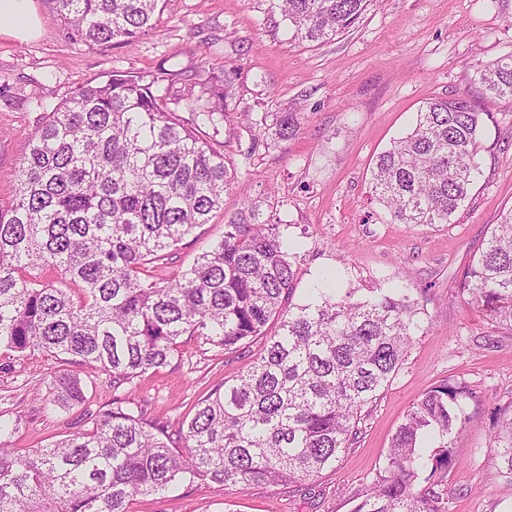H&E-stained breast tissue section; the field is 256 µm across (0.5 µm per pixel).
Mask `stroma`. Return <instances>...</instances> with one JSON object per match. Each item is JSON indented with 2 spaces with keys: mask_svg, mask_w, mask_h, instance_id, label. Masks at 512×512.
<instances>
[{
  "mask_svg": "<svg viewBox=\"0 0 512 512\" xmlns=\"http://www.w3.org/2000/svg\"><path fill=\"white\" fill-rule=\"evenodd\" d=\"M40 34L30 41L0 36V204L15 198L18 166L44 110L81 87L130 75L178 69L203 87L212 52L234 75L228 122L206 128L223 142L241 183L224 211L187 237L177 268L224 234V218L245 203L271 199L288 232L301 236L294 302L324 269L340 286L369 295L406 282L425 309L397 376L366 408L357 440L316 482L252 486L239 492L211 485L173 496L139 498L130 512H352L382 472L391 438L409 406L442 383L470 391L472 417L452 444L455 465L445 490L451 512H512V480L489 456L496 409L512 407V332L489 320L458 292V282L502 211L512 208V100L486 102L492 117L481 138L483 173L449 224H394L370 198V170L391 139L412 124L424 99L470 86L473 64L512 52V0H367L350 28L320 42L289 40L269 0H169L154 27L132 45L96 50L69 40L51 0H32ZM301 113L288 140L266 139L265 113ZM247 355L217 353L191 340L169 366L136 379L133 396L149 415L172 424L190 419L197 401L246 370ZM66 363L43 354L0 349V415L20 417L17 448H35L83 426L85 409L112 401L106 373H78L85 406L44 409L38 393Z\"/></svg>",
  "mask_w": 512,
  "mask_h": 512,
  "instance_id": "stroma-1",
  "label": "stroma"
}]
</instances>
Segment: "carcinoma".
I'll return each mask as SVG.
<instances>
[{"label": "carcinoma", "mask_w": 512, "mask_h": 512, "mask_svg": "<svg viewBox=\"0 0 512 512\" xmlns=\"http://www.w3.org/2000/svg\"><path fill=\"white\" fill-rule=\"evenodd\" d=\"M69 39L97 49L131 45L165 0H51ZM366 0H270L291 39L315 42L349 28ZM114 72L45 113L28 137L16 196L0 206V348L42 353L112 378V403L85 411L86 427L24 454L11 448L21 420L0 419V512H130L139 496L210 483L312 480L358 436L360 413L395 378L424 333L418 302L396 285L362 299L315 288L290 304L296 243L252 203L224 224L192 264L161 278L181 242L224 211L238 173L202 128L226 121L229 77L190 87L167 107L163 82ZM483 98H512V54L476 64ZM481 103L468 92L430 98L403 136L380 152L371 193L392 224H450L480 173ZM286 140L296 112L261 118ZM460 291L512 332V209L493 225ZM220 352L258 345L249 369L195 404L173 427L146 416L134 380L168 366L183 337ZM471 393L448 383L412 403L384 474L353 512H450L443 482L452 441L471 421ZM46 406L85 403L63 372ZM491 460L512 479V412L502 410Z\"/></svg>", "instance_id": "carcinoma-1"}]
</instances>
